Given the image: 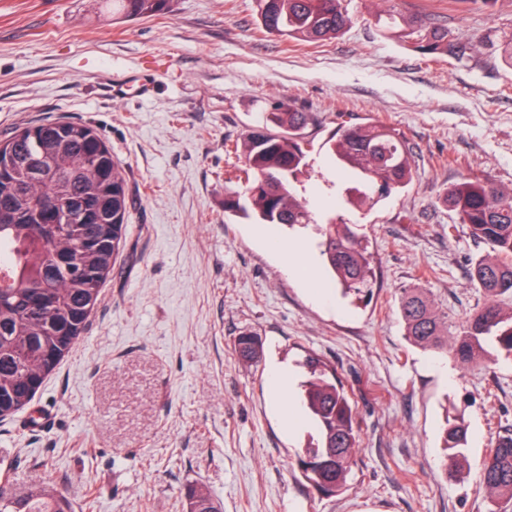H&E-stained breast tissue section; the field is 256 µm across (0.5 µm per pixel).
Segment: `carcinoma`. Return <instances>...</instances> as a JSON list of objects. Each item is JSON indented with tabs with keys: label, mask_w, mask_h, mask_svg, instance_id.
Instances as JSON below:
<instances>
[{
	"label": "carcinoma",
	"mask_w": 512,
	"mask_h": 512,
	"mask_svg": "<svg viewBox=\"0 0 512 512\" xmlns=\"http://www.w3.org/2000/svg\"><path fill=\"white\" fill-rule=\"evenodd\" d=\"M261 29L273 36L316 43L346 32L353 19L345 0H254ZM112 23H125L172 11L173 0H104ZM385 30L412 41L423 54L458 59L480 52L485 40H465L430 26L418 15L385 12ZM314 112L277 102L254 127L232 142L231 152L244 175L242 190L224 192V211L280 229H311L329 282L359 295L375 277L369 241L353 224L315 223L295 184L308 174L307 130L317 126ZM339 170L359 180L348 203L364 205L406 187L414 149L396 129L365 122L342 127L328 140ZM0 248L11 250L0 273V418L27 410L47 377L84 333L102 286L112 272L128 224L126 170L105 139L88 123L68 120L31 124L0 139ZM448 209L490 252L469 269L484 303L459 322L421 288L403 289L399 314L406 341L424 351L446 354L460 366L504 358L512 361V189L479 178L448 188ZM52 268L57 277L44 279ZM244 359L263 350L259 337L243 333L235 342ZM301 366L300 403L317 432L297 465L315 489L336 493L355 463L360 421L352 398L335 369L309 354ZM467 429L458 421L444 428V467L455 475ZM482 486L488 512L512 502V433L498 435L484 464ZM186 512H223L220 500L203 484L184 493ZM0 512H73L65 491L45 485L25 496L0 488Z\"/></svg>",
	"instance_id": "obj_1"
}]
</instances>
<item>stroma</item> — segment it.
<instances>
[{"mask_svg":"<svg viewBox=\"0 0 512 512\" xmlns=\"http://www.w3.org/2000/svg\"><path fill=\"white\" fill-rule=\"evenodd\" d=\"M324 43L261 31L253 0H174L171 13L116 24L98 0H0V138L59 119L91 124L128 174L124 247L86 330L33 402L53 422L0 420V481L16 495L47 483L75 512H184L202 483L224 512H487L480 485L498 433L512 431V362L460 367L411 347L397 309L426 289L450 321L483 302L468 272L487 249L441 197L465 177L512 188V0H392L490 46L467 60L425 55L387 37L374 0ZM136 76L152 87L113 95ZM284 102L317 113L311 179L298 183L316 218L337 215L375 255L370 297L309 284L267 249L276 233L226 213L225 140ZM373 120L415 151L413 178L375 204L336 197L344 179L324 144L339 123ZM263 352L246 362L241 333ZM317 353L336 370L361 420L343 490L313 489L296 460L311 430L284 428L268 386L273 365ZM444 362L452 381L433 368ZM468 426L459 480L443 468L447 421Z\"/></svg>","mask_w":512,"mask_h":512,"instance_id":"1","label":"stroma"}]
</instances>
